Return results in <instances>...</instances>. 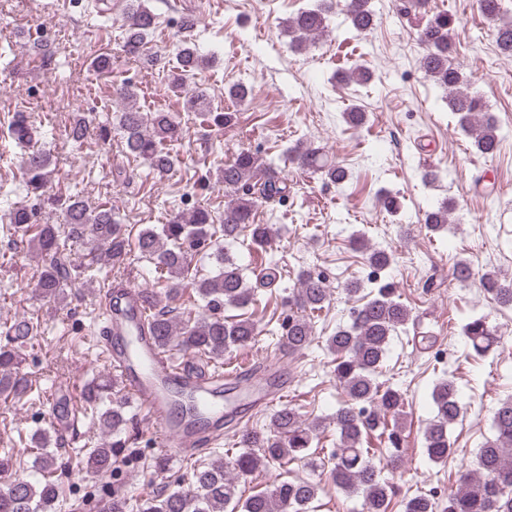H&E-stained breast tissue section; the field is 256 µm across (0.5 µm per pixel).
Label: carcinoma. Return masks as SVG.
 Instances as JSON below:
<instances>
[{
	"mask_svg": "<svg viewBox=\"0 0 512 512\" xmlns=\"http://www.w3.org/2000/svg\"><path fill=\"white\" fill-rule=\"evenodd\" d=\"M344 12L357 35L369 33L375 26L376 15L370 0H319V3L299 9L284 22L283 32L299 50L308 48L323 36L333 9ZM479 13L495 23V39L502 53L512 56V16L503 11L502 0H477ZM158 16L145 0H129L123 18V51L131 56L155 63L158 58L148 53L149 37L157 27ZM456 19L446 13L425 15L418 30L423 46L420 68L436 84L448 90V107L458 117L463 131L472 139L475 150L487 157L498 150L500 127L484 110L482 99L464 88L466 81L459 68L449 60L453 45ZM177 73L173 75L175 92L184 95L187 111L215 122L226 124L233 113L215 114L207 105L202 91L186 88V81L206 65L195 44L185 38L178 46ZM370 78L367 69L354 64L351 71L339 78L345 84H364ZM122 134L129 156L149 169L167 174L174 170L178 159L172 145L182 129L173 113L156 110L142 112L127 107L114 113L112 126ZM11 139L21 145L33 142L35 131L23 112L14 114L8 124ZM288 160L308 169L336 185L350 180L346 167L333 161L318 148L301 143L288 149ZM50 154L32 149L22 160V172L28 190L39 198L51 184ZM218 183L229 193L230 200L221 220L208 209L196 208L185 216L174 213L165 224L146 227L136 238H130L127 226L104 207L90 209L85 201L63 190L48 198L61 206L63 223L41 224L33 207L15 206L3 213L0 220L6 229L20 236V242L35 252L41 260L35 283L39 295L61 304L67 295L65 286L76 278L85 283L96 282L93 265L83 268L70 264L74 242L84 240L91 257L99 248L112 266L129 263L134 253L154 265L162 291H141L146 304L147 325L163 352L200 354L214 360L224 359V353L246 347L259 336L263 328L250 318L227 319L224 309H243L256 300L257 289L272 288L280 279L278 267L265 266L246 279L243 270L231 255L240 238L257 250L270 241L272 227L255 220L260 204L288 197V185L281 172L251 151L240 152L233 161L224 164ZM456 204L451 199L424 213L422 223L431 233L446 229ZM224 237V246L211 250L216 234ZM351 248L362 254L366 266L374 269L367 276L370 288L367 300L350 308L349 321L336 326L326 337L327 351L334 356L336 381L344 400L336 409L332 422L336 427V448L320 466L327 467L329 479L349 496L361 498L360 512H389L396 496L392 483L380 477L371 461L372 448L368 437L385 444L388 462L398 464L402 454V429L397 422L406 396L388 383L378 381L391 340L398 331L407 329L411 311L399 297L386 272L394 258L385 249L371 246L360 236L351 241ZM215 260L213 276H189L191 261L196 254ZM453 280L467 285L478 280V288L504 308H512V278L498 270H487L474 277L470 264L455 259L450 266ZM192 289L204 302L205 313L197 318L178 321L174 309L162 304L161 295L175 298ZM326 279L303 270L297 277V288L288 300V319L281 324V343L288 352H300L314 340L312 316L323 310L328 300ZM36 324L19 318L5 328L0 345V395L22 398L32 389L26 375L20 371L23 360L19 344L33 336ZM466 348L477 358L488 356L498 343V329L487 316H472L462 326ZM115 384L92 379L82 386L83 412L96 419L105 439L94 448L75 449L81 468L95 475H105L125 461L121 440H110L127 423L126 406L111 397ZM433 416L423 430L424 448L428 459L445 463L454 452V442L448 428L463 413L454 378H438L431 390ZM323 421L307 423L298 411L288 405L276 411L266 429L243 430L238 447L242 451L229 462H219L197 468L192 473L189 489H176L156 499L133 507L124 495H112L107 512H309L321 487L305 480H279L271 487L243 497L239 483L255 472L272 465L283 466L290 461L315 462L311 449L318 447ZM493 435L476 452V469L460 475L456 489L438 501L428 495L416 494L404 499L403 512H512V399H507L492 417ZM34 450L42 470V478L31 482L12 478L0 487V512H48L55 508L65 489L53 479L57 457L46 451L49 435L36 434Z\"/></svg>",
	"mask_w": 512,
	"mask_h": 512,
	"instance_id": "obj_1",
	"label": "carcinoma"
}]
</instances>
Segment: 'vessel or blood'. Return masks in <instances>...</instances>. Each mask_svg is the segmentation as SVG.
I'll use <instances>...</instances> for the list:
<instances>
[{
	"instance_id": "1",
	"label": "vessel or blood",
	"mask_w": 512,
	"mask_h": 512,
	"mask_svg": "<svg viewBox=\"0 0 512 512\" xmlns=\"http://www.w3.org/2000/svg\"><path fill=\"white\" fill-rule=\"evenodd\" d=\"M104 319L99 341L106 362L136 399L139 416L161 435L163 450L179 456L223 438L224 419L234 411L223 385L163 358L156 338L141 328L138 289L121 284L110 290ZM238 388L254 407L284 399L282 388L252 376L242 377Z\"/></svg>"
}]
</instances>
